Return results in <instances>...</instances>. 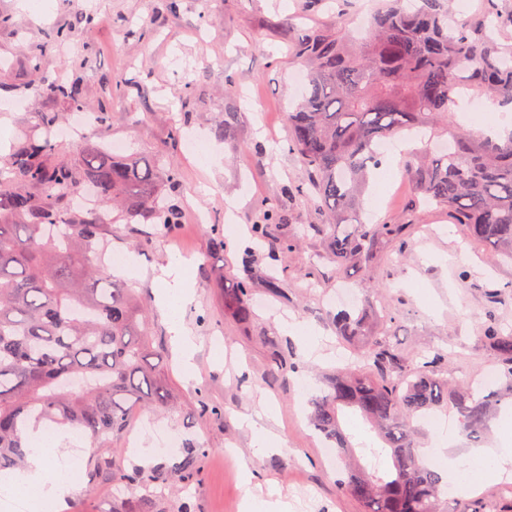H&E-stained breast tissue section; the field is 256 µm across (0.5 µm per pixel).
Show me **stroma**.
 <instances>
[{
    "instance_id": "35a3bbf8",
    "label": "stroma",
    "mask_w": 512,
    "mask_h": 512,
    "mask_svg": "<svg viewBox=\"0 0 512 512\" xmlns=\"http://www.w3.org/2000/svg\"><path fill=\"white\" fill-rule=\"evenodd\" d=\"M165 4L43 0L33 16L21 12L17 0H0V14L11 20L0 26V167L38 113L74 120L67 102L38 89L76 79L90 110L108 115L103 126H87L84 138L120 143L125 157L156 160L161 169L179 172L176 232L127 218L118 208L108 212V255L134 253L144 272L116 280L136 289L149 310L153 361L176 401L170 411L142 410L131 425L155 464L164 459L161 429L207 450L196 482L188 492L169 494L167 512L186 498L193 512H243L245 498L266 496L271 480L294 512H360L339 488L342 467L325 454L307 417L325 377L354 358L336 338L337 294H363L374 281L380 299L373 315L411 368L477 385L486 372L501 369L485 335L492 327L512 329V263L493 260L489 246L472 239L447 209L423 204L397 160L395 186L373 179L362 218L400 224L404 231L368 274L337 272L316 229L324 221L316 202L291 193L306 180L288 149V107L299 95L294 79L301 70L293 47L304 32L332 35L342 23L363 35L362 20L378 0H181L175 13ZM85 17L96 23L82 41H52L53 30ZM35 56L40 66L31 65ZM228 112L236 115L229 135ZM192 134L202 156L185 149ZM264 200L287 210L288 222L276 234L294 243L292 252L275 256L269 243H251L249 227L258 223ZM230 223L238 235L225 237L223 251H213L212 229ZM180 259L188 262L194 283L182 312L197 347L190 379L154 300L163 268ZM245 278L253 289V314L243 323L227 308L224 292ZM271 279L278 290L268 288ZM286 319L302 325V332L287 333ZM281 358L295 369L273 376ZM264 396L277 412L273 430L283 445L257 462L248 482L239 455L249 451L251 433L241 421ZM487 500L497 512H512V490L499 478L451 496L449 506L477 512Z\"/></svg>"
}]
</instances>
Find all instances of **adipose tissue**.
<instances>
[{"label":"adipose tissue","instance_id":"ef3b65f1","mask_svg":"<svg viewBox=\"0 0 512 512\" xmlns=\"http://www.w3.org/2000/svg\"><path fill=\"white\" fill-rule=\"evenodd\" d=\"M192 299V283L186 277L180 262H171L164 271V286L156 294V304L168 318L170 331L181 348L184 372H191L195 353L194 343L184 328L181 311ZM274 409L270 403H262L255 416L246 418L245 424L252 434L253 452L244 459L245 477H252L254 459L269 453L279 445V439L271 428ZM59 441L58 434L44 429H32L26 434V446L30 451L24 469L9 472L0 480V487L14 493L20 489H34L33 504L45 512L59 501L70 497L80 484L72 474L62 472L51 463V455ZM474 469L481 478L491 480L512 474V448H486L474 451L469 458L448 456L441 471L444 482L454 491L468 490L463 479L465 469Z\"/></svg>","mask_w":512,"mask_h":512}]
</instances>
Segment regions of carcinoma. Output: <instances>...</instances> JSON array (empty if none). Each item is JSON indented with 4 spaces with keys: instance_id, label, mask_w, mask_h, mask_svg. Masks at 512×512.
<instances>
[{
    "instance_id": "carcinoma-1",
    "label": "carcinoma",
    "mask_w": 512,
    "mask_h": 512,
    "mask_svg": "<svg viewBox=\"0 0 512 512\" xmlns=\"http://www.w3.org/2000/svg\"><path fill=\"white\" fill-rule=\"evenodd\" d=\"M405 2L385 0L359 42L343 29L298 39L305 90L288 113V145L308 179L290 191L318 199L325 217L318 229L336 270L366 271L403 229L361 220L370 175L381 164L377 145L442 125L450 151L407 157L405 174L473 239L512 260V133L460 132L450 110L460 92L512 103V44L495 37L503 23L512 25V14L474 22L456 16L448 0ZM91 25L86 18L54 41L74 43ZM42 92L85 108L77 81L50 83ZM57 121L53 113L40 114L10 158L8 175L0 176V472L23 465L22 434L30 425H68L99 448L88 461V486L103 478L112 483L120 493L112 512H165L160 503L174 487L187 490L205 448H180L167 465L121 464L125 449L117 441L131 418L142 408L168 410L171 395L149 362V318L138 295L101 273L112 225L91 210L71 218L59 203L86 185L99 203L118 202L129 217L154 220L165 231L178 225L179 207L158 190V166L117 157L98 142H79L72 167L50 164ZM22 183L49 186V197L28 195ZM261 211L263 222L252 227L258 242L285 221L267 203ZM374 294L370 288L362 306L336 312V333L352 345L357 363L311 398L310 421L345 458L354 447L342 426L350 411L388 451L392 473L348 465L338 480L362 512H447L448 484L416 448L413 423L452 405L460 432L481 437L498 406L512 402V333L495 329L488 336L503 369L498 388L482 395L470 384L410 374L387 337L379 336L370 310ZM225 296L238 319L251 318L247 280ZM137 488L140 496H121Z\"/></svg>"
}]
</instances>
